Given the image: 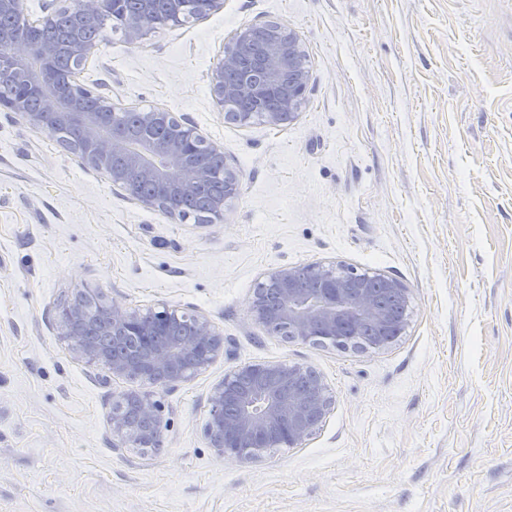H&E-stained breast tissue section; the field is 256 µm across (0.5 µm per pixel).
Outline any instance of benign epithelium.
<instances>
[{"label": "benign epithelium", "mask_w": 512, "mask_h": 512, "mask_svg": "<svg viewBox=\"0 0 512 512\" xmlns=\"http://www.w3.org/2000/svg\"><path fill=\"white\" fill-rule=\"evenodd\" d=\"M141 8L119 24L130 45L142 43L165 27L188 25L224 9V0H204L202 13L189 18L185 0H140ZM112 18V0H52L31 20L24 0H0V16L20 19L22 31L0 33V76L15 91L0 98V109L16 112L35 128L68 132L66 149L81 163L104 172L112 187L140 206L171 219H184L183 196L209 181L211 172L198 160L208 153L224 158L222 149L173 113L140 111L139 133L132 138L113 121L119 106L100 86L80 80L88 61L104 40H76L69 46L71 67L54 65L58 49L38 40V32L63 15ZM298 36L273 21L254 23L224 40L211 77V95L224 120L249 127L255 122L280 126L294 120L306 101L312 71ZM239 194L232 167L224 165L223 193L210 201L205 221L224 220L228 203ZM319 280L322 288L303 295L300 278ZM363 274L345 264L279 266L257 282L250 301L254 320L287 341L348 350L360 344L357 330L374 323L382 328L374 349L393 345L407 317L388 313L377 295L362 283ZM61 335L73 340L74 357L108 369L114 377H135L151 384L176 386L189 381L224 354V338L204 315L161 305L141 314L116 298L107 302L81 292L58 314ZM204 434L221 458L258 460L278 448H297L325 425L335 404L333 393L314 369L300 364L248 362L226 373L210 390ZM113 446H156L161 437V405L148 392L122 393L109 418Z\"/></svg>", "instance_id": "obj_1"}]
</instances>
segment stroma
I'll return each mask as SVG.
<instances>
[{"label":"stroma","mask_w":512,"mask_h":512,"mask_svg":"<svg viewBox=\"0 0 512 512\" xmlns=\"http://www.w3.org/2000/svg\"><path fill=\"white\" fill-rule=\"evenodd\" d=\"M276 21L313 74L288 125L226 122L225 37ZM80 79L221 146L224 221L141 207L54 133L0 110V512H512V0H224L142 44L106 36ZM397 280L409 324L384 350L269 335L248 305L288 264ZM82 291L207 316L224 354L155 387L163 448L112 444L140 383L74 359L58 311ZM246 362L314 368L324 427L257 461L216 456L212 386Z\"/></svg>","instance_id":"obj_1"}]
</instances>
